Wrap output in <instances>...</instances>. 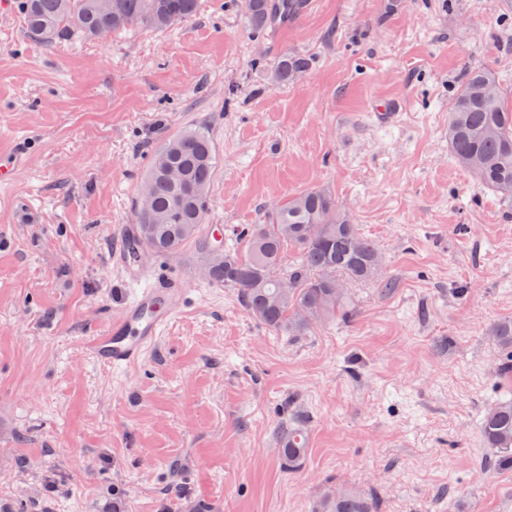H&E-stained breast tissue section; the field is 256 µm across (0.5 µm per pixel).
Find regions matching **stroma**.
Instances as JSON below:
<instances>
[{
  "instance_id": "stroma-1",
  "label": "stroma",
  "mask_w": 512,
  "mask_h": 512,
  "mask_svg": "<svg viewBox=\"0 0 512 512\" xmlns=\"http://www.w3.org/2000/svg\"><path fill=\"white\" fill-rule=\"evenodd\" d=\"M55 45L0 0V512H311L329 487L376 512H512L488 407L512 396V207L448 149L467 71L512 96V0H310L254 34L243 0ZM312 60L281 84L283 54ZM403 103L395 122L374 107ZM208 128L206 222L262 223L323 188L384 260L348 318L274 333L193 245L143 252L185 305L113 370L89 342L131 297L115 253L153 152ZM390 288H383V281ZM307 452L285 469L281 431Z\"/></svg>"
}]
</instances>
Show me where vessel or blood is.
<instances>
[{
    "label": "vessel or blood",
    "mask_w": 512,
    "mask_h": 512,
    "mask_svg": "<svg viewBox=\"0 0 512 512\" xmlns=\"http://www.w3.org/2000/svg\"><path fill=\"white\" fill-rule=\"evenodd\" d=\"M119 260L128 279L136 282L137 289L114 314L111 326L90 343L94 360L114 369L139 361L184 304V290L177 283L160 282L139 287L138 282L144 276L140 262L124 253Z\"/></svg>",
    "instance_id": "b4317fda"
}]
</instances>
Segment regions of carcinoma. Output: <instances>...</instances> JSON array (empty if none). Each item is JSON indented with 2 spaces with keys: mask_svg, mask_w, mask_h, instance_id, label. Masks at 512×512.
<instances>
[{
  "mask_svg": "<svg viewBox=\"0 0 512 512\" xmlns=\"http://www.w3.org/2000/svg\"><path fill=\"white\" fill-rule=\"evenodd\" d=\"M301 0H246L255 32L261 34L279 19L294 15ZM199 0H19L28 35L46 43L79 34L104 38L134 25L166 30L192 19ZM309 60L285 54L275 78L296 81ZM489 88L495 103L487 105L475 92ZM448 148L456 164L499 198L512 204V103L495 75L471 70L448 103ZM216 172L213 138L203 128L166 137L153 154L140 186L147 204L137 199L128 234L130 256L146 248L173 255L194 243L209 254L205 217ZM245 251L224 247V261L206 259L208 278L232 288L243 307L267 328L298 336L313 325L346 314L347 289L342 281L376 277L381 254L342 214L331 193L311 189L274 207L268 223L251 224L236 233ZM491 334L512 347V319L493 324ZM487 447L496 450V465L512 469V397L499 400L480 422ZM283 465L292 470L305 456L304 433H282ZM312 512H373V502L350 491L324 494Z\"/></svg>",
  "mask_w": 512,
  "mask_h": 512,
  "instance_id": "carcinoma-1",
  "label": "carcinoma"
}]
</instances>
